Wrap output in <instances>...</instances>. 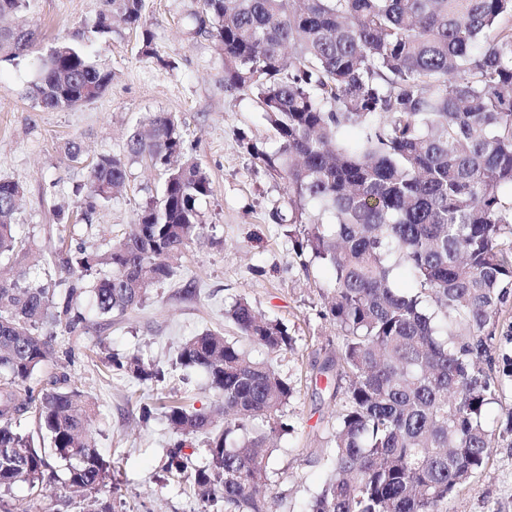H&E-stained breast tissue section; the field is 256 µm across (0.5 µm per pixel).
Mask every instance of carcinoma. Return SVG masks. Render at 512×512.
<instances>
[{"label":"carcinoma","mask_w":512,"mask_h":512,"mask_svg":"<svg viewBox=\"0 0 512 512\" xmlns=\"http://www.w3.org/2000/svg\"><path fill=\"white\" fill-rule=\"evenodd\" d=\"M96 32L114 22L142 29L145 0H104ZM27 0H0V18ZM191 30L213 37L224 55L225 87L255 96L279 147H250L269 175L288 183L285 209L270 220L288 228L303 266H329L326 316L336 324V356L319 367L347 379L331 426L329 476L306 512H448V498L482 473L495 447L486 421L512 357L497 339L512 302V0H200ZM33 33L0 26V59L30 51ZM112 73L74 43L41 59L33 96L48 109L103 94ZM349 127L355 141L344 139ZM126 153L165 174L161 199L139 207L132 231L109 251H82L68 276L42 281L19 270L0 282V490L42 492L53 474L44 451L16 430L35 415L55 453L74 459L65 486L83 496L106 488L110 464L98 451L93 409L67 376L37 394L31 380L54 352L53 328H86L78 298L90 289L100 316L123 315L178 274L200 234L198 202L213 193L202 166L184 152L176 115H148L128 135ZM120 156L90 168L83 217L125 183ZM20 186L0 181V259L24 250L15 232ZM314 203L331 216L308 213ZM109 268L106 274L101 268ZM406 269L414 288L397 281ZM225 317L239 335L207 331L180 346L172 366L201 369L219 398L224 427L187 405H165L182 435L166 472L188 469L185 438H209L191 496L218 512H272L263 488L281 415L294 387L271 364L251 358L245 340L271 354L293 349L288 327L245 299ZM109 366L143 384L165 371L135 353L106 355Z\"/></svg>","instance_id":"1"}]
</instances>
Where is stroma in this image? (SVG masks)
I'll use <instances>...</instances> for the list:
<instances>
[{"label":"stroma","mask_w":512,"mask_h":512,"mask_svg":"<svg viewBox=\"0 0 512 512\" xmlns=\"http://www.w3.org/2000/svg\"><path fill=\"white\" fill-rule=\"evenodd\" d=\"M102 0H30L22 20L34 33L29 54L17 61L0 60V180L22 189L15 215L18 235L30 241L24 263L32 275H61L65 260L78 251L103 252L124 235L140 205L159 199L161 172L136 160L128 165L125 186L97 205L91 222L69 224L57 206L77 210L87 165L103 155L125 153L127 134L148 114L170 112L180 121L186 152L208 172L213 193L198 203L204 227L187 247L180 275L155 288L149 298L124 316L100 317L90 297L80 309L88 330L77 335L56 332L53 359L37 374L44 388L55 374H66L91 399L99 431L98 450L115 463L112 512H203L189 497V475L162 482L167 452L177 436L157 398L180 399L210 412L217 402L206 373L173 367L172 360L188 338L206 330L236 335L224 310L247 299L267 317L284 322L293 350L270 356L275 370L294 387L285 409L288 435L278 441L269 460L271 482L266 493L283 500L288 512H302L327 472L320 460L327 453L333 394L345 381L318 374L317 362L336 352L333 322L323 319L330 267H302L283 229L269 214L287 199L284 180L271 177L248 151L249 145L271 152L278 147L253 96L224 86V57L209 36L193 34L188 15L199 0H147L149 52L126 29L97 38L92 29ZM79 42L91 61L111 70L108 90L92 102L66 110H49L29 93L37 78L39 56L61 40ZM69 141L84 148L83 163L64 153ZM109 351L138 353L166 371L165 380L149 387L103 366L99 344ZM154 411L141 419L139 406ZM512 408V384L487 410L497 428ZM55 479L40 496L15 485L7 500L27 512H81L64 481L67 465L55 458ZM448 512H512V434L498 430L484 472L448 500Z\"/></svg>","instance_id":"stroma-1"}]
</instances>
